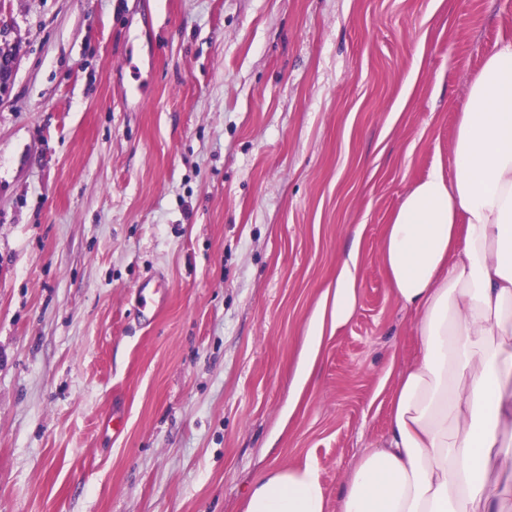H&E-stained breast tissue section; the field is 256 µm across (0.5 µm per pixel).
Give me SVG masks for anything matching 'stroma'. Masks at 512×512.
<instances>
[{
	"instance_id": "obj_1",
	"label": "stroma",
	"mask_w": 512,
	"mask_h": 512,
	"mask_svg": "<svg viewBox=\"0 0 512 512\" xmlns=\"http://www.w3.org/2000/svg\"><path fill=\"white\" fill-rule=\"evenodd\" d=\"M0 23V512H243L307 462L337 512L417 348L385 228L450 166L512 0H0ZM354 246L356 311L294 395ZM16 43L9 39V32L0 25V102L7 97L12 84L16 55L13 47Z\"/></svg>"
}]
</instances>
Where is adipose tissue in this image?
Instances as JSON below:
<instances>
[{
    "label": "adipose tissue",
    "instance_id": "obj_1",
    "mask_svg": "<svg viewBox=\"0 0 512 512\" xmlns=\"http://www.w3.org/2000/svg\"><path fill=\"white\" fill-rule=\"evenodd\" d=\"M381 255L396 301L416 314L418 353L397 375L384 444L347 474L338 512H512L493 480L512 403V40L470 81L450 169L434 167L387 224ZM350 252L311 323L296 380L305 384L326 329L357 305ZM244 512H327L312 464L268 469Z\"/></svg>",
    "mask_w": 512,
    "mask_h": 512
}]
</instances>
